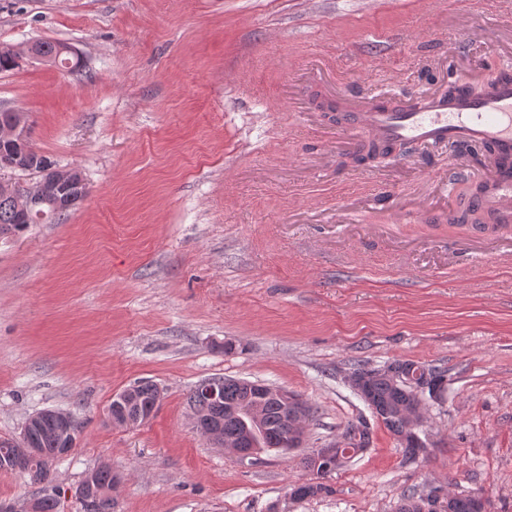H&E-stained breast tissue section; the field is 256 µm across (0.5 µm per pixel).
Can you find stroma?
<instances>
[{
  "label": "stroma",
  "mask_w": 512,
  "mask_h": 512,
  "mask_svg": "<svg viewBox=\"0 0 512 512\" xmlns=\"http://www.w3.org/2000/svg\"><path fill=\"white\" fill-rule=\"evenodd\" d=\"M63 42L75 73L20 57L0 111L32 146L82 173L58 224L0 240V439L54 408L82 425L51 480L0 471V502L75 490L106 463L115 512H396L433 485L483 490L512 512V229L453 226L430 170L452 148L360 164L321 99L447 91L512 65V13L471 0H0V43ZM385 67H377L382 54ZM232 343L225 353L224 343ZM410 359L447 375L427 448L405 458L381 423L296 500L306 450L369 416L351 365ZM224 376L302 395V448L239 460L196 430L188 404ZM163 389L135 426L113 395Z\"/></svg>",
  "instance_id": "35a3bbf8"
}]
</instances>
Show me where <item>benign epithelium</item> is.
I'll list each match as a JSON object with an SVG mask.
<instances>
[{
    "label": "benign epithelium",
    "mask_w": 512,
    "mask_h": 512,
    "mask_svg": "<svg viewBox=\"0 0 512 512\" xmlns=\"http://www.w3.org/2000/svg\"><path fill=\"white\" fill-rule=\"evenodd\" d=\"M0 140L7 141L17 147L28 144L29 135L23 114L14 113L10 117L0 121ZM0 169L20 170L33 172L37 176L35 184L28 189L26 195L20 197L18 202L24 207L32 205H49L54 209H68L77 202L83 200L87 194V188L81 175L72 168L57 167L49 162L38 166L32 164L26 154L20 152L1 153ZM371 377H386L398 384H411L414 386L413 393L416 400L407 411V424L401 434L397 436L398 441H421L418 430L422 427V405L426 404V396L437 398L439 391L435 388V381L429 374L408 373L396 364L388 363L379 367H371L364 372H349L345 375V382L361 398H366V384ZM269 394L275 395L283 403L292 409L291 418L285 421L286 453L295 448L302 447L305 437L304 424L308 417L309 403L297 394L284 389L268 387L259 391V397L264 398ZM191 417L197 430L204 433L209 441L218 448H231L241 458L253 453L251 448H238L232 443L224 441V435L213 428L211 420L207 416V410L197 404L190 405ZM57 431L66 440V448L74 446L73 418L61 411L53 412ZM364 420L354 423L352 429L345 432L342 440L319 449L321 460H340L336 449L343 443L353 439L358 441L362 438ZM26 433H21L19 439L13 441L15 446V465L13 470L21 471L28 459L42 457L43 467L50 468L53 458L42 455L41 449L29 448L25 444Z\"/></svg>",
    "instance_id": "7a95c632"
}]
</instances>
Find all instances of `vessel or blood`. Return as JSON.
<instances>
[{"label":"vessel or blood","mask_w":512,"mask_h":512,"mask_svg":"<svg viewBox=\"0 0 512 512\" xmlns=\"http://www.w3.org/2000/svg\"><path fill=\"white\" fill-rule=\"evenodd\" d=\"M341 126L354 129L359 142L404 144L415 150L452 146L479 151L484 189L475 199L489 223L512 226V78L500 77L479 92L461 88L451 96H405L343 100Z\"/></svg>","instance_id":"b4317fda"}]
</instances>
